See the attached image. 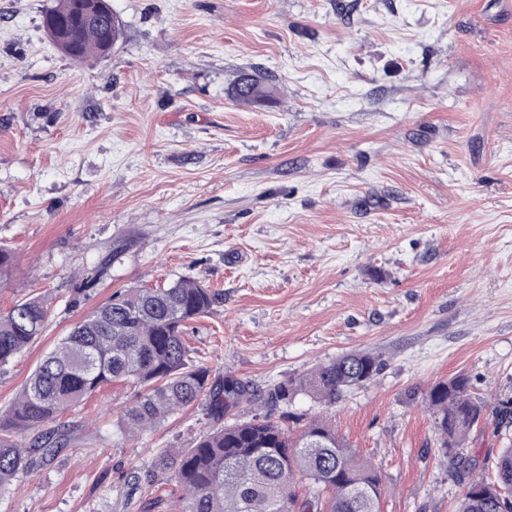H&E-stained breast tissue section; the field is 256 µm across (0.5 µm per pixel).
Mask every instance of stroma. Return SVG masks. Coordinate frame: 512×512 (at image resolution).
<instances>
[{
	"label": "stroma",
	"instance_id": "1",
	"mask_svg": "<svg viewBox=\"0 0 512 512\" xmlns=\"http://www.w3.org/2000/svg\"><path fill=\"white\" fill-rule=\"evenodd\" d=\"M54 2L0 0V312L51 302L0 412L113 292L195 279L220 295L185 335L210 382L380 356L288 425L329 418L380 468L381 512H452L425 391L512 395V0H108L122 35L82 62L42 26ZM244 72L275 101L232 98ZM135 394L67 413V447L0 512H149L165 487L134 472L217 421L197 403L133 439Z\"/></svg>",
	"mask_w": 512,
	"mask_h": 512
}]
</instances>
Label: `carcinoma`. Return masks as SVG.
I'll return each mask as SVG.
<instances>
[{
  "label": "carcinoma",
  "instance_id": "obj_1",
  "mask_svg": "<svg viewBox=\"0 0 512 512\" xmlns=\"http://www.w3.org/2000/svg\"><path fill=\"white\" fill-rule=\"evenodd\" d=\"M76 0H55L43 17L54 45L74 60L109 51L121 24L95 11L73 20ZM275 87L243 75L232 88L239 101L263 103ZM218 293L199 281L179 278L162 288H126L77 322L29 375L0 416V493L21 475L52 461L68 443L59 417L82 405L104 385L138 388L124 410L125 432H145L168 416L207 400L220 419L233 423L203 435L191 448L163 456L145 474L172 484L176 512H380L382 476L338 436L327 420L314 419L293 433L269 412L305 395L333 405L347 390L371 382L381 371L377 357L350 353L277 382L257 393L234 377L209 383L210 371L190 359L187 325L213 310ZM49 315L44 296L19 299L0 312V366L20 357L42 335ZM425 403L437 442L452 462L451 476L463 487L454 512H500L512 496V443L493 459H479L471 435L484 420L487 403L471 394V381L457 375L433 383ZM29 439L22 444L17 433ZM490 469L484 479L478 468ZM137 481L143 479L133 475ZM307 487L305 496L296 491Z\"/></svg>",
  "mask_w": 512,
  "mask_h": 512
}]
</instances>
